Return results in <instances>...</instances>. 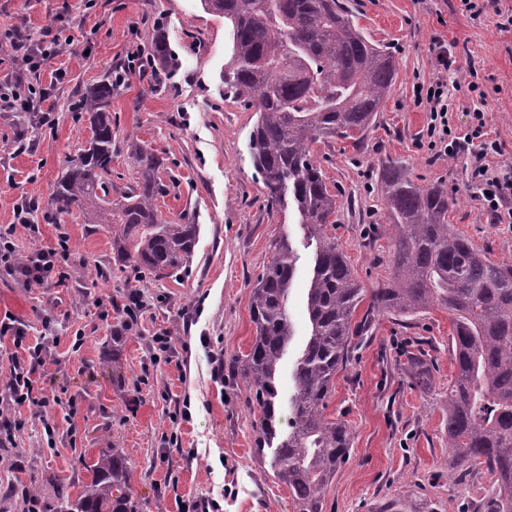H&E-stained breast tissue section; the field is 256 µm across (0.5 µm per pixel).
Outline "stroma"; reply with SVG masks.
I'll use <instances>...</instances> for the list:
<instances>
[{
  "label": "stroma",
  "instance_id": "1",
  "mask_svg": "<svg viewBox=\"0 0 512 512\" xmlns=\"http://www.w3.org/2000/svg\"><path fill=\"white\" fill-rule=\"evenodd\" d=\"M363 34L384 45L397 63L395 81L361 151L349 142L320 143L314 158L327 184L340 193L336 239L364 288L391 275V234L378 179L383 164L407 167L417 183L448 191V222L496 261H512V224H496L481 209L468 181L467 156L447 158L423 136L425 106L416 83L437 71L435 40L454 47L448 72L451 123L465 132L474 109L499 142L500 162L512 164V30L497 26L512 0H489L469 18L458 0H346ZM0 18L33 40L55 37L62 51L25 83L47 89L51 121L26 112H0V226L15 205L39 202L38 233L17 228L25 255L70 239L69 269L82 273L63 287L27 288L0 272V318L27 328V344L43 343L47 392L63 403L51 416L47 439L30 408L0 399V420L14 426L0 445V512L54 505L60 489L78 494L91 479L88 464L118 450L128 461L141 512H180L182 502H208L209 512H295L286 487L267 459L254 454L260 412L249 403L236 360L254 338L252 285L271 258L270 242L289 236L297 256L289 298L295 336L279 378L280 433H287L293 365L309 334L305 309L314 249L291 198L269 207L250 154L253 109L224 84L230 59L223 18L201 0H0ZM164 35L177 60H155L112 93V192L133 182L125 144L142 140L166 158L160 178L168 190L157 201L168 220L188 215L200 231L193 261L179 279L142 283L133 270L115 273L107 225L87 223L81 209L56 213L52 194L65 169L90 138L71 104L86 88L128 64L133 49L149 52ZM477 70L480 95L464 84ZM141 305L129 309L130 295ZM124 341L113 347V331ZM448 314L435 310L403 325L377 319L346 369L336 376L328 417L350 424L354 444L325 495L326 512H485L490 478L449 473L445 396L454 373L448 356ZM171 336L172 362L156 358L152 339ZM423 339L431 352L432 386L411 385L396 359L407 342ZM224 357L216 374L213 355ZM35 487L37 505L25 497Z\"/></svg>",
  "mask_w": 512,
  "mask_h": 512
}]
</instances>
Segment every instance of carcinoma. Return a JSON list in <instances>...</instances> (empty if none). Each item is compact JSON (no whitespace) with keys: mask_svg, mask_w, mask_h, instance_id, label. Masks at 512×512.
Segmentation results:
<instances>
[{"mask_svg":"<svg viewBox=\"0 0 512 512\" xmlns=\"http://www.w3.org/2000/svg\"><path fill=\"white\" fill-rule=\"evenodd\" d=\"M224 18L231 58L224 84L255 109L250 135L254 167L268 204L292 197L315 260L306 309L311 332L292 378L288 434L277 436L276 378L294 336L288 296L296 261L288 236L271 243L272 258L252 292L256 326L250 350L237 364L252 403L261 413L255 451L273 448L274 476L297 502L298 512H325L328 483L348 460L353 431L325 415L336 374L371 332L376 317L407 320L432 309L448 312V341L456 374L448 383L445 430L452 462L463 473L484 468L492 483L488 512H512V264L497 262L448 224V191L415 183L408 169L388 162L380 169L386 221L392 227V276L366 293L336 236L328 233L340 208L311 154L329 139L354 148L376 126L383 98L396 74L393 56L369 41L342 0H201ZM112 81L87 89L74 103L92 136L58 179L52 204L59 213L76 206L92 224H108L112 250L142 278H176L187 267L199 225L168 222L156 206L164 193L159 156L139 140L128 142L134 185L116 202L112 193ZM368 302L361 320L359 306ZM425 342L401 352L410 383L430 385ZM91 482L73 499L58 495L54 512H139L131 469L117 451L87 466Z\"/></svg>","mask_w":512,"mask_h":512,"instance_id":"cac0c4a2","label":"carcinoma"}]
</instances>
